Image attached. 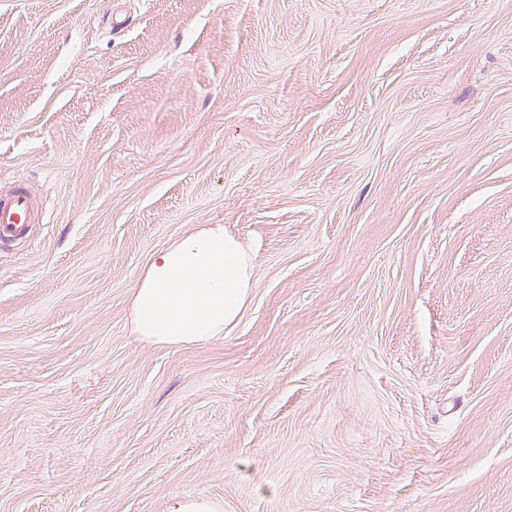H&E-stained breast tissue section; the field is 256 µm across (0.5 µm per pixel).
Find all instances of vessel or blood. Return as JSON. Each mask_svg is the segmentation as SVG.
<instances>
[{
    "label": "vessel or blood",
    "instance_id": "obj_1",
    "mask_svg": "<svg viewBox=\"0 0 512 512\" xmlns=\"http://www.w3.org/2000/svg\"><path fill=\"white\" fill-rule=\"evenodd\" d=\"M45 220V202L27 185L0 191V242L25 238L30 225Z\"/></svg>",
    "mask_w": 512,
    "mask_h": 512
}]
</instances>
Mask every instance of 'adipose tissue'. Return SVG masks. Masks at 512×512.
Here are the masks:
<instances>
[{
  "mask_svg": "<svg viewBox=\"0 0 512 512\" xmlns=\"http://www.w3.org/2000/svg\"><path fill=\"white\" fill-rule=\"evenodd\" d=\"M251 258L223 225L205 224L157 251L135 288V333L155 346L180 347L223 337L246 307Z\"/></svg>",
  "mask_w": 512,
  "mask_h": 512,
  "instance_id": "obj_1",
  "label": "adipose tissue"
}]
</instances>
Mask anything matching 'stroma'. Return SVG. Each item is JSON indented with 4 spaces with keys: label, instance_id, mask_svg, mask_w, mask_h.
Instances as JSON below:
<instances>
[{
    "label": "stroma",
    "instance_id": "stroma-1",
    "mask_svg": "<svg viewBox=\"0 0 512 512\" xmlns=\"http://www.w3.org/2000/svg\"><path fill=\"white\" fill-rule=\"evenodd\" d=\"M15 183L0 512H512V0H0ZM201 224L250 301L147 345ZM45 202L26 184L0 191V242L23 239L30 224H43ZM251 286L248 252L223 225L203 224L152 256L132 295L133 329L155 346L218 339L238 322ZM224 504L204 497H184L176 501L172 512H222Z\"/></svg>",
    "mask_w": 512,
    "mask_h": 512
}]
</instances>
